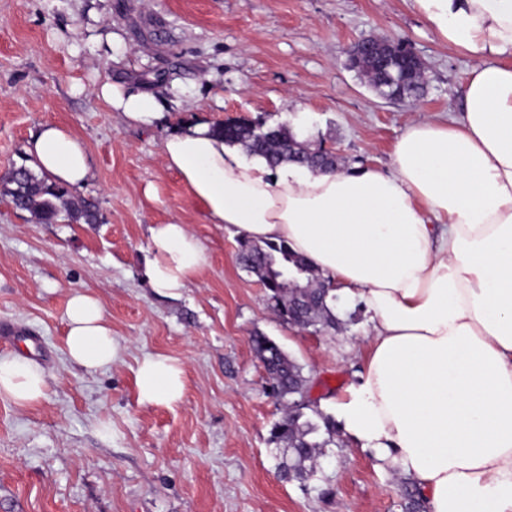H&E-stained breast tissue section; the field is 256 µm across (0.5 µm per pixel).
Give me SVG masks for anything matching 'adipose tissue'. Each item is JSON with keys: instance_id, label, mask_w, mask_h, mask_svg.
Returning a JSON list of instances; mask_svg holds the SVG:
<instances>
[{"instance_id": "ef3b65f1", "label": "adipose tissue", "mask_w": 512, "mask_h": 512, "mask_svg": "<svg viewBox=\"0 0 512 512\" xmlns=\"http://www.w3.org/2000/svg\"><path fill=\"white\" fill-rule=\"evenodd\" d=\"M413 5L473 66L460 119L413 122L389 169L273 167L200 119L175 126L161 152L209 223L285 241L368 315L365 367L336 406L341 429L412 479L426 512H512V0ZM94 94L130 125L165 116L154 97L109 80ZM24 152L58 185L79 190L95 178L70 128L41 124ZM150 242L154 288L177 292L206 261L178 220L152 225ZM65 318L70 361L111 366L99 300L74 292ZM137 386L140 402L168 405L183 394V371L150 355ZM47 387L34 361L0 357V396L25 408Z\"/></svg>"}]
</instances>
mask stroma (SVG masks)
<instances>
[{
	"label": "stroma",
	"instance_id": "stroma-1",
	"mask_svg": "<svg viewBox=\"0 0 512 512\" xmlns=\"http://www.w3.org/2000/svg\"><path fill=\"white\" fill-rule=\"evenodd\" d=\"M96 17H89V10ZM112 33L111 53L95 36ZM387 37L426 63L418 100L382 98L347 51ZM471 61L439 41L411 0H0V173L22 163L40 124L85 142L96 224H40L0 201V356L34 360L46 395L0 398V504L6 512H402L401 476L347 436L315 480L280 479L269 430L281 415L250 338L275 339L304 368L315 403L345 396L367 348L366 316L336 335L280 324L258 279L237 261L232 231L209 223L162 159L184 119L304 121L306 144L345 169L388 168L420 115L461 114ZM111 80L167 102L165 122L128 125L92 92ZM156 198H147V186ZM179 218L206 263L174 295L152 288L149 227ZM100 301L118 354L86 369L66 354L73 291ZM175 359L185 389L143 404L147 355Z\"/></svg>",
	"mask_w": 512,
	"mask_h": 512
}]
</instances>
